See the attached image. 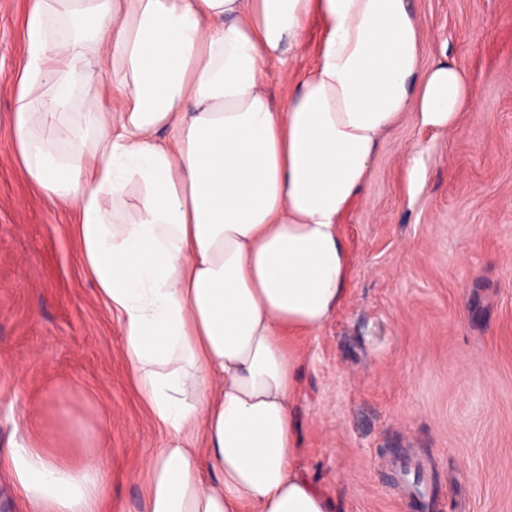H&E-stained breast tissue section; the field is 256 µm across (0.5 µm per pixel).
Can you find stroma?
<instances>
[{
    "label": "stroma",
    "instance_id": "stroma-1",
    "mask_svg": "<svg viewBox=\"0 0 512 512\" xmlns=\"http://www.w3.org/2000/svg\"><path fill=\"white\" fill-rule=\"evenodd\" d=\"M426 63L471 76L476 106L453 130L405 115L381 144L343 234L347 293L301 336L297 466L333 512H417L397 479L421 464L435 512H512V0H412ZM33 0H0V512H32L1 461L28 435L81 464L103 455L112 512H143V464L166 433L148 415L123 336L82 270L73 217L19 164L10 117ZM301 51L269 64L287 79ZM421 153L417 173L401 160Z\"/></svg>",
    "mask_w": 512,
    "mask_h": 512
}]
</instances>
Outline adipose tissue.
I'll use <instances>...</instances> for the list:
<instances>
[{"label":"adipose tissue","mask_w":512,"mask_h":512,"mask_svg":"<svg viewBox=\"0 0 512 512\" xmlns=\"http://www.w3.org/2000/svg\"><path fill=\"white\" fill-rule=\"evenodd\" d=\"M322 33L275 102L266 66ZM12 116L16 156L73 209L81 263L123 333L138 395L166 432L144 512H331L295 465L287 338L347 291L341 232L402 115L453 129L467 72L425 65L409 0H34ZM111 81L119 111L100 88ZM92 133L59 146L73 96ZM138 188L136 204L107 210ZM36 512H112L96 455L76 467L21 437L5 461Z\"/></svg>","instance_id":"obj_1"}]
</instances>
